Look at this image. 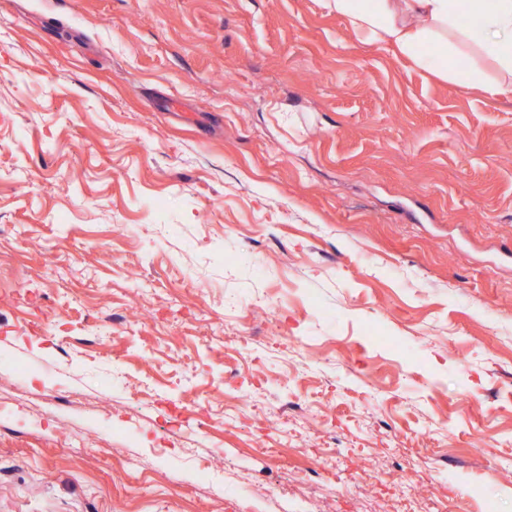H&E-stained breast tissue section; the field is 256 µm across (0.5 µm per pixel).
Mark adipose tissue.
<instances>
[{
	"label": "adipose tissue",
	"instance_id": "obj_1",
	"mask_svg": "<svg viewBox=\"0 0 512 512\" xmlns=\"http://www.w3.org/2000/svg\"><path fill=\"white\" fill-rule=\"evenodd\" d=\"M324 2L329 11L344 17L356 33L368 40L417 57L420 65L459 84L478 85L493 98L512 100V0H467L476 19L474 27L460 33L438 58L418 56L417 48L439 31L453 29L460 0ZM473 44L483 46L497 60L501 77L486 80L473 69L452 67V60L465 57Z\"/></svg>",
	"mask_w": 512,
	"mask_h": 512
}]
</instances>
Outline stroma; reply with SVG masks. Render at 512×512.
<instances>
[{"label": "stroma", "instance_id": "stroma-1", "mask_svg": "<svg viewBox=\"0 0 512 512\" xmlns=\"http://www.w3.org/2000/svg\"><path fill=\"white\" fill-rule=\"evenodd\" d=\"M1 387L0 512H512V102L322 0H0Z\"/></svg>", "mask_w": 512, "mask_h": 512}]
</instances>
